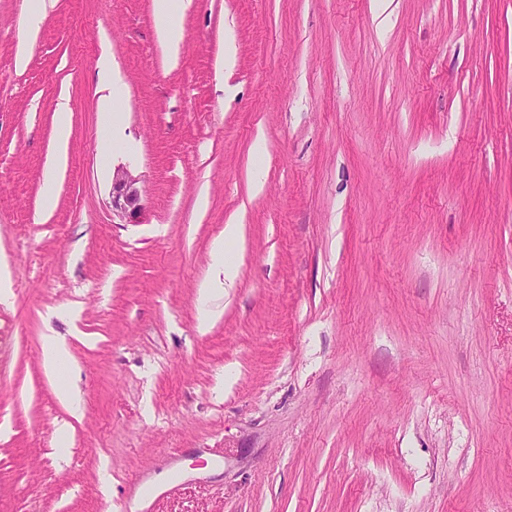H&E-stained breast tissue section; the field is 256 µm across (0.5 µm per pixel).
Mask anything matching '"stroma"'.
<instances>
[{
	"mask_svg": "<svg viewBox=\"0 0 512 512\" xmlns=\"http://www.w3.org/2000/svg\"><path fill=\"white\" fill-rule=\"evenodd\" d=\"M27 7L0 0V512H129L159 476L144 512H512V0H189L175 51L153 0H47L33 36ZM97 76L99 91L106 92L100 96L99 110L101 114V123L107 133L103 150L109 152L112 146L113 138L112 125L109 123V116L112 112L113 92L118 85L120 78L117 70L112 66V63L107 58H103L101 60L98 67ZM57 115L56 123V138L58 143V151L56 155L50 160L47 165L46 171V183L47 189L44 191L41 212L42 215H49L55 207V194L51 191L49 186L53 182L56 174L61 169L65 162L66 157V146L68 144L70 134V118L67 107L64 103H61ZM138 182L139 179L123 167H118L112 174V215L126 224L138 223L142 214ZM239 238V225L226 224L224 227V237L214 244L213 260L224 270V286L232 284L237 277V265L234 256L230 254V247H237ZM47 362L54 376L66 367L69 355L68 343L65 337L50 334L44 337Z\"/></svg>",
	"mask_w": 512,
	"mask_h": 512,
	"instance_id": "obj_1",
	"label": "stroma"
}]
</instances>
